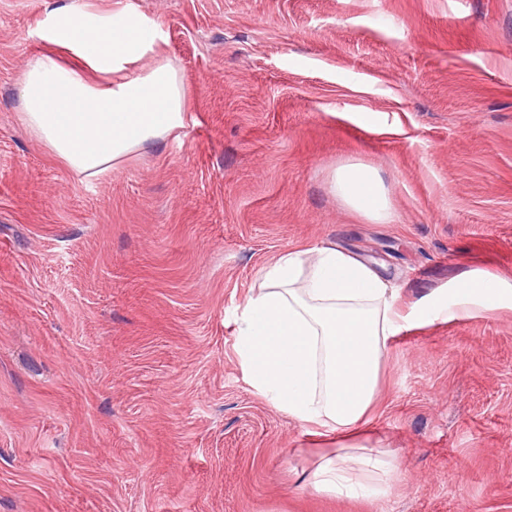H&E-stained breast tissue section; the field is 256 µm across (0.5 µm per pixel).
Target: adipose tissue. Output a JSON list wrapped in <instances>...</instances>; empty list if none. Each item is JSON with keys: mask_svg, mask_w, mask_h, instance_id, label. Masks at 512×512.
I'll list each match as a JSON object with an SVG mask.
<instances>
[{"mask_svg": "<svg viewBox=\"0 0 512 512\" xmlns=\"http://www.w3.org/2000/svg\"><path fill=\"white\" fill-rule=\"evenodd\" d=\"M48 39L72 52L76 63L65 67L51 53L30 60L21 121L74 174L104 177L183 127V81L168 57L154 53L155 35L137 17L112 21L61 6ZM149 53L152 65L141 68ZM333 188L351 211L395 223L375 168L341 165ZM397 299L372 263L336 245L280 255L262 270L257 292L234 320L248 383L291 420L325 426L340 442L357 438L376 393L380 356L409 322ZM498 308L512 309V281L481 269L465 271L448 291L415 305L416 313L451 321ZM385 471L365 447L324 457L309 483L338 497L368 496Z\"/></svg>", "mask_w": 512, "mask_h": 512, "instance_id": "adipose-tissue-1", "label": "adipose tissue"}]
</instances>
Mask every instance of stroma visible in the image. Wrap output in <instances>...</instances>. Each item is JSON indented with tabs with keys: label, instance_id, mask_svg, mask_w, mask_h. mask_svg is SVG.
Instances as JSON below:
<instances>
[{
	"label": "stroma",
	"instance_id": "35a3bbf8",
	"mask_svg": "<svg viewBox=\"0 0 512 512\" xmlns=\"http://www.w3.org/2000/svg\"><path fill=\"white\" fill-rule=\"evenodd\" d=\"M65 0H0V512H512V309L387 344L376 496L307 479L337 445L246 381L233 320L266 266L333 243L401 313L512 279V0H75L178 70V137L83 179L23 127ZM375 167L379 224L331 189Z\"/></svg>",
	"mask_w": 512,
	"mask_h": 512
}]
</instances>
